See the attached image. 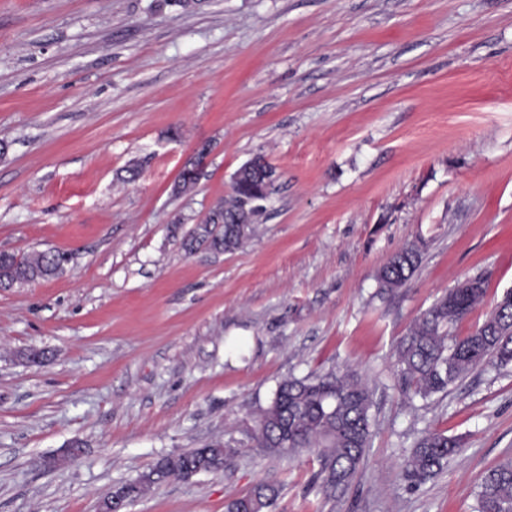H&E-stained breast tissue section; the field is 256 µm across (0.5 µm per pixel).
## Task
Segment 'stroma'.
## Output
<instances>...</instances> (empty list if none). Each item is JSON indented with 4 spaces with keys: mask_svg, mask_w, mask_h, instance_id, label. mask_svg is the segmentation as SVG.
<instances>
[{
    "mask_svg": "<svg viewBox=\"0 0 512 512\" xmlns=\"http://www.w3.org/2000/svg\"><path fill=\"white\" fill-rule=\"evenodd\" d=\"M202 144L195 189L175 194ZM257 156L277 179L256 235L188 253ZM419 237L417 271L380 294ZM0 250L69 257L0 289V512H98L207 443L235 447L223 470L129 512H225L259 482L272 512H472L512 459V364L410 403L396 347L466 277L487 293L458 337L512 288V0H0ZM329 370L374 391L340 500L313 488L315 454L261 453L244 425L283 378ZM429 426L465 447L413 484L404 460ZM424 249V241L416 239L395 253L377 276L380 290L392 293L402 287L418 269Z\"/></svg>",
    "mask_w": 512,
    "mask_h": 512,
    "instance_id": "stroma-1",
    "label": "stroma"
}]
</instances>
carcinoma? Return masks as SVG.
Wrapping results in <instances>:
<instances>
[{
    "mask_svg": "<svg viewBox=\"0 0 512 512\" xmlns=\"http://www.w3.org/2000/svg\"><path fill=\"white\" fill-rule=\"evenodd\" d=\"M266 169L273 167L267 163L259 166L251 180L237 183L231 195L215 205L212 219L197 225L185 239L187 251L231 252L252 236L254 227L248 223L244 205L268 192L270 184L263 174ZM424 249V241L416 239L395 253L377 276L380 290L391 293L402 287L418 269ZM68 261L59 251L33 252L21 259L2 252L0 288L55 277L64 272ZM486 291L484 279L475 288L450 289L410 326L397 349L400 388L408 401L416 397L428 400L448 392L488 359L501 366L512 363V290L503 294L491 314L467 336H449V327L470 314ZM373 396L372 389L349 372L285 378L267 405L251 409L250 439L254 447L270 455L316 453L320 461L316 481L327 497L341 498L366 458L374 425ZM463 447L460 436L435 429L422 431L405 461L406 477L413 482L427 480ZM234 453L235 449L224 444L211 443L167 455L121 490L134 500L170 477L222 470ZM276 497L275 487L258 483L230 499L226 512H269ZM474 512H512L511 459L482 478Z\"/></svg>",
    "mask_w": 512,
    "mask_h": 512,
    "instance_id": "1",
    "label": "carcinoma"
}]
</instances>
